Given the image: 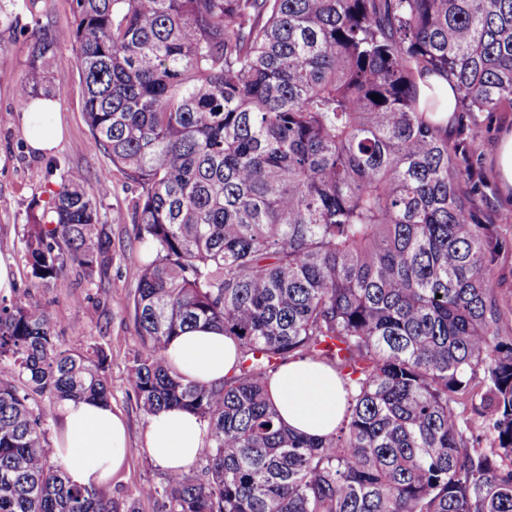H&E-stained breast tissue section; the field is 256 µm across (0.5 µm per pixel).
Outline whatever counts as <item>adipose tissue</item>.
<instances>
[{
  "instance_id": "adipose-tissue-1",
  "label": "adipose tissue",
  "mask_w": 512,
  "mask_h": 512,
  "mask_svg": "<svg viewBox=\"0 0 512 512\" xmlns=\"http://www.w3.org/2000/svg\"><path fill=\"white\" fill-rule=\"evenodd\" d=\"M54 100H35L25 115L28 142L51 151L63 135ZM169 361L187 379L216 385L236 370L237 346L216 327L187 330L167 349ZM269 396L283 424L314 438L333 434L344 413V393L335 371L322 363L292 360L271 375ZM206 427L192 414L169 409L149 416L144 446L167 471L187 470L205 443ZM54 453L67 460L70 480L98 487L111 480L128 453L127 427L112 405L98 400L65 401L57 407Z\"/></svg>"
}]
</instances>
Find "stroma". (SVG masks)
Instances as JSON below:
<instances>
[{
  "instance_id": "35a3bbf8",
  "label": "stroma",
  "mask_w": 512,
  "mask_h": 512,
  "mask_svg": "<svg viewBox=\"0 0 512 512\" xmlns=\"http://www.w3.org/2000/svg\"><path fill=\"white\" fill-rule=\"evenodd\" d=\"M35 3L31 12L24 0H0V260L8 263L13 273V298H21L30 284L24 261L26 226L41 216L60 174H72L90 189L98 175L109 173L112 191L98 202L100 221L112 239V262L106 276L90 284L70 272L43 286L40 293L62 346L100 347L111 359L107 377L112 385V406L126 420L129 432L126 463L112 478V497L119 512H160L158 501L135 494L144 484L164 485L167 472L145 450L147 416L124 392L126 368L139 350L132 298L143 250L136 239L133 205L141 189L90 142L73 61V0ZM34 12L50 19L61 36L52 75L63 136L47 154L31 149L14 96L34 33L30 18ZM510 134L512 112H497L480 121L472 130L477 147L472 172L483 184L475 198L483 223L495 225L499 235L512 239V187L500 180L497 168L501 142ZM119 212L125 220L117 224L113 216ZM78 323L83 324L84 334L75 338L71 328Z\"/></svg>"
}]
</instances>
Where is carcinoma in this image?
Returning <instances> with one entry per match:
<instances>
[{
  "label": "carcinoma",
  "instance_id": "1",
  "mask_svg": "<svg viewBox=\"0 0 512 512\" xmlns=\"http://www.w3.org/2000/svg\"><path fill=\"white\" fill-rule=\"evenodd\" d=\"M74 21L91 144L142 188L125 392L207 425L202 476L136 495L162 512H512V337L491 279L512 243L464 191L475 117L512 111V0H75ZM34 26L23 109L50 95L60 43ZM111 191L61 175L24 235L31 290L0 299V512H117L112 484L69 480L32 405L112 400L108 354L61 347L38 291L106 274ZM198 325L238 345L219 385L166 356ZM297 356L341 380L325 439L267 399Z\"/></svg>",
  "mask_w": 512,
  "mask_h": 512
}]
</instances>
